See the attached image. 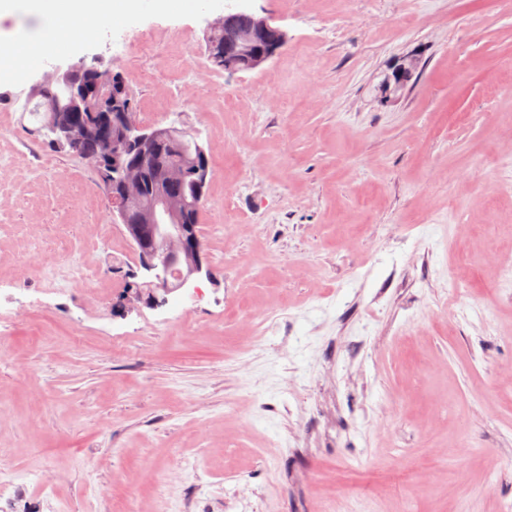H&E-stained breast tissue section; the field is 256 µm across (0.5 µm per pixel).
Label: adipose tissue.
I'll list each match as a JSON object with an SVG mask.
<instances>
[{
    "mask_svg": "<svg viewBox=\"0 0 512 512\" xmlns=\"http://www.w3.org/2000/svg\"><path fill=\"white\" fill-rule=\"evenodd\" d=\"M140 8V0H0V23L20 16L34 22L28 35L11 41L0 55V76L31 67L43 55L70 49L89 37L103 20L125 21Z\"/></svg>",
    "mask_w": 512,
    "mask_h": 512,
    "instance_id": "ef3b65f1",
    "label": "adipose tissue"
}]
</instances>
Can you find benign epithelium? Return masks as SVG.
I'll use <instances>...</instances> for the list:
<instances>
[{
	"label": "benign epithelium",
	"instance_id": "obj_1",
	"mask_svg": "<svg viewBox=\"0 0 512 512\" xmlns=\"http://www.w3.org/2000/svg\"><path fill=\"white\" fill-rule=\"evenodd\" d=\"M234 13H226L213 24L209 38L213 39L224 34V40L233 39L243 50H248L254 38L264 37L268 41L265 52L250 58L251 70L263 68L287 44L288 35L267 17L250 15L251 29L230 35L228 21ZM75 67L65 71H56L58 82L69 83L70 95L75 99H88L89 92L85 87L69 82ZM115 118L122 125L125 135L112 140V155L123 153L135 154L134 166L121 172L120 176L105 173L102 184L110 191L109 199L112 210L118 215L121 223L135 248L140 250L141 267L150 274L148 286L167 292L172 287L189 286L198 276L213 278V272L203 257V241L195 231V225L185 223L186 217L196 208L200 196L192 198L174 197L159 188L148 207H143L145 187L142 180L144 170L154 166L155 146L158 140L164 139L171 145L187 141V133L176 128L167 127L147 131L141 128L137 113L118 112ZM195 176L197 187H202L207 179L205 152L197 148L193 158H185L166 166L162 181L164 184L177 183L185 179L187 174ZM180 269L177 283H171L168 270L172 266ZM122 312L127 313L143 306L156 307L159 301L155 295L143 298L140 291L126 292L121 300Z\"/></svg>",
	"mask_w": 512,
	"mask_h": 512
}]
</instances>
